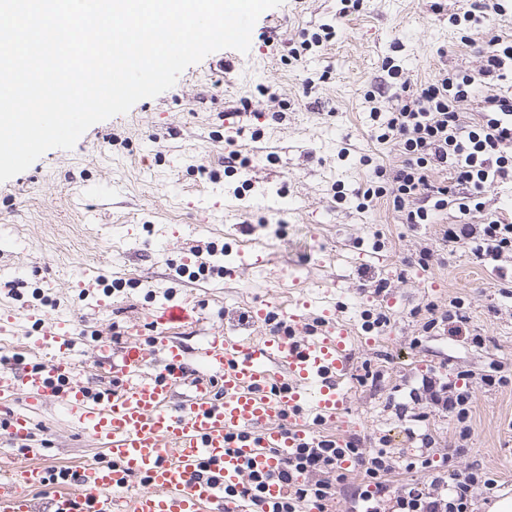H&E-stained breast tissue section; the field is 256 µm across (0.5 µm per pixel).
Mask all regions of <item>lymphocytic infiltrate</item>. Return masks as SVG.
<instances>
[{
  "mask_svg": "<svg viewBox=\"0 0 512 512\" xmlns=\"http://www.w3.org/2000/svg\"><path fill=\"white\" fill-rule=\"evenodd\" d=\"M481 53L484 65L480 73L442 70L412 95L398 99L393 111L371 112L373 137L398 145L404 160L391 169L363 158V165L371 166L372 172L355 196L358 209L368 210L382 200L409 225L428 224L437 213L456 211L464 221L449 225L446 239L469 246L479 260L497 261L512 252V222L496 217L470 224L466 218L483 212L486 187L512 184V95L484 96L476 118L468 123L462 121L459 105L473 98L479 80H500L506 71H512V40L492 37ZM440 167L450 169L451 184L433 183V173ZM421 389L455 418L461 435H468L473 399L469 385H441L426 376ZM419 440L424 453L418 464L428 470L426 450L432 437L423 433ZM346 460L363 471L360 483L348 484L349 468L342 466ZM400 463L399 456L384 448L366 454L355 440L314 435L274 471L244 468L239 484L227 493L257 505L266 484L276 481L285 493L270 512H330L338 489L346 485L353 502L366 505L370 512H473L475 490L490 492L497 487L496 479L473 468L447 475L428 470L426 480L394 491L390 477Z\"/></svg>",
  "mask_w": 512,
  "mask_h": 512,
  "instance_id": "lymphocytic-infiltrate-1",
  "label": "lymphocytic infiltrate"
}]
</instances>
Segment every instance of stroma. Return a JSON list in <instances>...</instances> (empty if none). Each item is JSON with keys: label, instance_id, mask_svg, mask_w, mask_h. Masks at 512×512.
Here are the masks:
<instances>
[{"label": "stroma", "instance_id": "stroma-1", "mask_svg": "<svg viewBox=\"0 0 512 512\" xmlns=\"http://www.w3.org/2000/svg\"><path fill=\"white\" fill-rule=\"evenodd\" d=\"M472 0H362L340 16V0H284L263 12L248 52L222 49L187 67L175 85L137 102L129 112L91 126L72 149H52L26 171L0 183V265L15 268L23 300H13L0 278V342L20 352L43 330L73 322L85 336L78 369L100 378L98 340L153 336L151 317L180 263L195 262L208 242L223 246L224 275L182 284L177 302L189 318L169 334L194 365L204 336H256L266 324L251 315L268 305L296 326L343 320L356 343L347 386L350 402L323 435L356 440L363 451L386 447L412 460L420 433H429L433 467L463 472L479 466L512 497V384L485 387L492 364H512V258L479 263L469 247L448 243L455 223L443 214L431 224L407 226L385 202L357 208L362 156L393 167L395 144L371 136L370 110H392L401 90L415 92L439 71L479 72V48L490 37H512V14L488 12L461 33L455 18ZM332 25L324 47L291 59L288 50ZM393 60L407 88L390 78ZM375 99H367L368 91ZM247 168L225 173L230 151ZM202 164L219 171L212 182L192 173ZM343 197H336V190ZM430 249L428 268L415 256ZM388 289L375 295L373 283ZM123 292L105 291L112 280ZM43 289L49 304L32 296ZM461 298L466 334L440 333L414 345L416 307L446 310ZM391 320L382 333L363 329L364 310ZM481 336L474 346L472 336ZM454 382L471 375V432L460 439L456 420L413 399L423 375ZM406 404L408 417L396 413ZM34 446L46 464L76 467L103 451L48 402L27 408Z\"/></svg>", "mask_w": 512, "mask_h": 512}]
</instances>
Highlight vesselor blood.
<instances>
[{"label":"vessel or blood","mask_w":512,"mask_h":512,"mask_svg":"<svg viewBox=\"0 0 512 512\" xmlns=\"http://www.w3.org/2000/svg\"><path fill=\"white\" fill-rule=\"evenodd\" d=\"M74 328L44 331L33 343L40 368L23 360L0 365V399L38 405L55 401L106 452L76 468L50 498L48 512H269L283 495L267 485L264 502L248 506L227 496L242 465L270 471L310 438L313 421H335L349 391L351 338L328 326L302 346L284 336L261 340L205 338L197 349L201 373L186 377L181 345L159 332L151 341L119 347L110 369L125 379L117 393L91 395L76 371ZM222 384L215 397L211 380ZM0 433V512H38L30 488L44 485L48 469L35 463L3 466L16 443L29 440L27 413H12ZM216 460L220 482L195 480L198 466ZM146 485L131 492L130 482Z\"/></svg>","instance_id":"obj_1"}]
</instances>
